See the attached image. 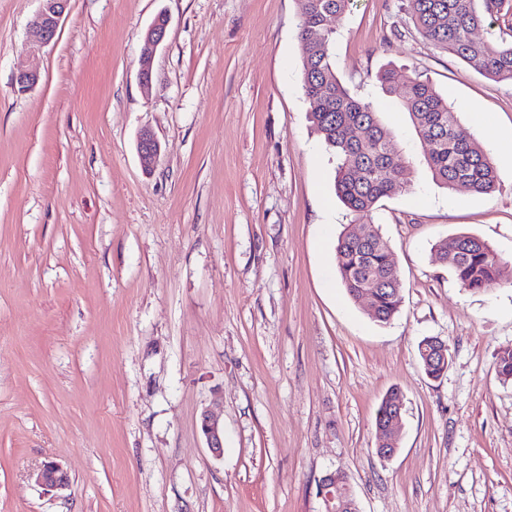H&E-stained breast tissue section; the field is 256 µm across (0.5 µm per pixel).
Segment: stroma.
I'll return each instance as SVG.
<instances>
[{"label": "stroma", "instance_id": "stroma-1", "mask_svg": "<svg viewBox=\"0 0 512 512\" xmlns=\"http://www.w3.org/2000/svg\"><path fill=\"white\" fill-rule=\"evenodd\" d=\"M39 6L0 0V512H322L335 470L360 512H512V383L495 369L512 346V83L423 38L405 0H350L334 20L336 74L395 132L410 178L374 215L402 282L383 325L337 271L353 217L308 119L297 0H70L44 47L27 34ZM34 59L37 87L15 93ZM389 66L447 99L496 164L492 193L433 181L376 79ZM462 233L503 259L491 291L438 260ZM429 336L449 347L437 379ZM212 407L220 459L200 430ZM47 460L68 489L37 483ZM165 25L163 29L157 27L159 24V20L156 19L151 23L147 32H146V42L151 47V51L144 53L139 59V80L143 87L148 88L151 84V76L153 70V49L160 46L165 38L167 33V27L169 24L168 18H164ZM397 391L391 390L389 391L385 397L382 399L381 404L379 406L377 416H376V434L377 437H379V430H378V424L382 421L387 420V416L389 414V407H390V415L388 416L390 418L388 423H385V429L388 432V438H386L383 442L380 443V445H384V448H378L377 453L379 450V455L383 459H389L392 458L397 448V442H396V430L398 428V424L401 418V411H402V403L398 400H393L390 406V399L391 397L397 396Z\"/></svg>", "mask_w": 512, "mask_h": 512}]
</instances>
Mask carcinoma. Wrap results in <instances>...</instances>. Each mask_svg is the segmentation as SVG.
Listing matches in <instances>:
<instances>
[{
    "label": "carcinoma",
    "instance_id": "1",
    "mask_svg": "<svg viewBox=\"0 0 512 512\" xmlns=\"http://www.w3.org/2000/svg\"><path fill=\"white\" fill-rule=\"evenodd\" d=\"M298 38L302 44V89L308 116L326 145L346 163L338 167L334 187L355 217L339 236L336 264L341 281L356 302L375 308L386 324L398 313L401 282L392 254L373 221L378 202L397 194L408 180L390 169L401 165L394 131L373 108L340 82L335 72L331 21L346 11L349 0H299ZM512 10V0H407L416 30L437 47L492 80L512 81V42L497 44L474 37L487 18ZM383 89L397 96L418 137L427 145L426 163L433 178L450 188L463 185L474 194L494 189L496 169L484 146L461 125L448 100L421 76L403 75L393 66L379 71ZM439 259L458 283L473 292L499 284L502 260L484 240L461 234L437 245ZM426 373L438 378L447 365L428 362V339L418 346ZM496 372L512 380V349L497 355Z\"/></svg>",
    "mask_w": 512,
    "mask_h": 512
}]
</instances>
